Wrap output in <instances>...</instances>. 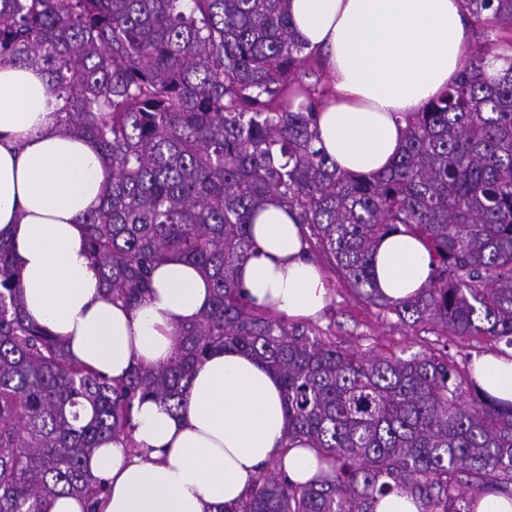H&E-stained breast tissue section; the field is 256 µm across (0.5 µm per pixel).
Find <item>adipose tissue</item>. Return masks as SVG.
I'll return each mask as SVG.
<instances>
[{"label":"adipose tissue","instance_id":"ef3b65f1","mask_svg":"<svg viewBox=\"0 0 512 512\" xmlns=\"http://www.w3.org/2000/svg\"><path fill=\"white\" fill-rule=\"evenodd\" d=\"M288 13L332 87L317 109L318 145L351 173L389 167L407 115L444 92L468 61L461 0H288ZM60 105L40 67L0 65V235L15 246L26 316L64 338L73 360L118 382L134 365L174 357L179 329L211 304V282L171 256L155 266L139 306L105 296L81 219L98 203L110 164L95 143L61 128ZM253 237L254 252L237 266L249 302L293 319L318 317L329 289L304 254L294 214L269 202ZM430 271L418 238L396 232L379 243L374 278L386 299L415 295ZM471 376L511 403L512 348L475 357ZM133 425L135 449L108 441L86 460L108 488L101 512H233L267 465L282 464L301 484L318 473L312 450L285 441L279 383L243 352H212L184 411L148 399L135 404Z\"/></svg>","mask_w":512,"mask_h":512}]
</instances>
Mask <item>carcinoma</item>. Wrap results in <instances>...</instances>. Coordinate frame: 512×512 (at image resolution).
<instances>
[{
    "label": "carcinoma",
    "instance_id": "obj_1",
    "mask_svg": "<svg viewBox=\"0 0 512 512\" xmlns=\"http://www.w3.org/2000/svg\"><path fill=\"white\" fill-rule=\"evenodd\" d=\"M464 8L512 34V0ZM490 54L471 52L448 91L407 116L389 169L354 174L317 147L327 90L284 0H0V63L42 67L62 128L112 161L82 219L107 296L136 306L170 254L213 288L169 363L114 383L26 318L14 248L0 237V512H50L61 497L100 512L106 486L87 457L105 440L136 449L135 401L186 408L196 369L225 348L279 381L287 442H307L323 466L306 484L264 469L238 512H376L396 490L424 512H476L490 490L512 496L511 403L473 384L463 396L446 354L342 350L316 326L250 306L236 279L275 199L305 227L309 255L363 301L405 325L512 347V65L490 76ZM294 89L306 99L296 110ZM397 231L420 237L431 273L391 303L373 256Z\"/></svg>",
    "mask_w": 512,
    "mask_h": 512
}]
</instances>
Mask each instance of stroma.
I'll return each mask as SVG.
<instances>
[{
    "label": "stroma",
    "mask_w": 512,
    "mask_h": 512,
    "mask_svg": "<svg viewBox=\"0 0 512 512\" xmlns=\"http://www.w3.org/2000/svg\"><path fill=\"white\" fill-rule=\"evenodd\" d=\"M331 300L317 326L337 346L360 354L383 353L404 359L418 353L449 355L459 368H470L475 356L495 349L484 336L458 337L424 324L402 325L394 314L357 298L342 277L328 276Z\"/></svg>",
    "instance_id": "stroma-1"
}]
</instances>
